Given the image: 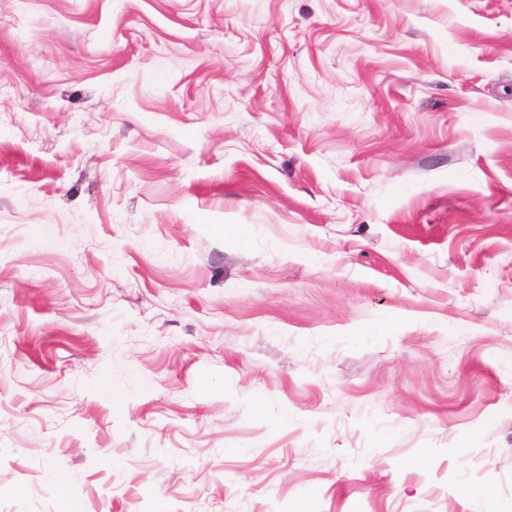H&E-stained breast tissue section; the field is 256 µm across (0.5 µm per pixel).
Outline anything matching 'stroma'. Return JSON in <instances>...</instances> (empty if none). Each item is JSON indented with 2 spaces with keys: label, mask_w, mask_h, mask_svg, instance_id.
I'll list each match as a JSON object with an SVG mask.
<instances>
[{
  "label": "stroma",
  "mask_w": 512,
  "mask_h": 512,
  "mask_svg": "<svg viewBox=\"0 0 512 512\" xmlns=\"http://www.w3.org/2000/svg\"><path fill=\"white\" fill-rule=\"evenodd\" d=\"M485 494L512 0H0V512Z\"/></svg>",
  "instance_id": "1"
}]
</instances>
